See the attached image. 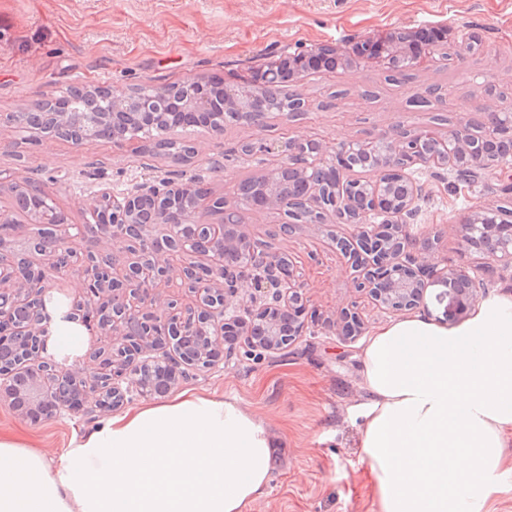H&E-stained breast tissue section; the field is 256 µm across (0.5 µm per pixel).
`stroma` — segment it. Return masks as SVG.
Masks as SVG:
<instances>
[{
  "label": "stroma",
  "instance_id": "stroma-1",
  "mask_svg": "<svg viewBox=\"0 0 512 512\" xmlns=\"http://www.w3.org/2000/svg\"><path fill=\"white\" fill-rule=\"evenodd\" d=\"M431 27L447 28L461 63L424 62L401 83L360 63L298 73L290 89L309 101L307 114L295 120L272 114L262 129L229 123L220 133L182 130L198 150L183 171L164 155L141 152L135 140L122 147L35 141L11 120L44 93L63 94L77 83L124 93L146 83L230 80L298 48L343 49ZM484 83L496 94L481 92ZM430 85L449 90L447 110L414 105V94ZM487 110H512V0H0V176L46 184L71 224L88 223L101 189L121 193L145 179L177 181L211 166L217 169L211 196L233 197L240 182L272 163L267 155L247 161L230 155L245 142L309 137L329 155L341 142L375 141L399 126L443 132L481 121ZM411 175L425 189L411 232L429 238L427 260L474 268L481 255L464 247L459 218L512 202V168H489L470 184L450 170L416 168ZM283 220L265 210L243 213L244 229L260 249L287 256L307 285L311 321L303 336L261 358L235 348L223 367L196 371L181 386L236 397L280 439L270 490L252 512H376V479L362 460L354 418L369 399L358 346L323 323L352 306L370 330L392 316L357 291L331 240L349 235V227L305 224L288 236L279 230ZM107 418L91 398L79 412L37 422L0 401V441L55 457Z\"/></svg>",
  "mask_w": 512,
  "mask_h": 512
}]
</instances>
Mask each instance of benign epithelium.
Here are the masks:
<instances>
[{"instance_id":"obj_1","label":"benign epithelium","mask_w":512,"mask_h":512,"mask_svg":"<svg viewBox=\"0 0 512 512\" xmlns=\"http://www.w3.org/2000/svg\"><path fill=\"white\" fill-rule=\"evenodd\" d=\"M447 42L442 28L420 30L407 40L406 62L414 66L436 55ZM387 40L369 39L353 52L309 49L280 58L263 70L241 78L239 86L257 88L276 76L286 60L297 71L329 68L325 57L339 64L354 58L392 67ZM235 86L192 84L179 103L166 89L136 101L112 99L95 114L93 126L112 127V143L129 142L123 130L125 118L142 124L157 120L167 130L204 126L224 130L227 95ZM65 95L49 94L42 105L51 109L31 126L45 138H53L67 126L71 113L62 107ZM368 146L341 143L322 160L321 144L308 138H284L277 171L297 174L305 187L299 204L305 224H342L352 228L350 237L337 245L351 266L363 271L359 288L384 310L401 311L419 306L428 288L439 285L434 300L463 312L475 304L483 280L474 274L429 263V240L409 233L421 197L420 185L409 176L415 167L454 170L472 176L475 169L490 167L495 156L512 153V119L507 125L488 123L478 131L459 124L444 134L423 128H405L383 137L372 171L376 179L336 201L331 185L348 181L354 162ZM190 180L172 182L149 179L117 197L104 188L89 209L91 223L70 224L43 185L9 182L0 178V195L26 196L30 205L0 206V400L7 399L33 420L51 418L84 405L87 394H96L102 410L119 405L128 394L161 395L170 392L192 369H212L224 364L225 325L236 329L230 345L240 344L253 353H277L288 348L304 331L300 316L308 302L306 285L288 257L250 251L239 257L249 235L242 224H207L199 219L205 199L194 194ZM237 198L252 208L285 213L273 173H262L252 183H241ZM37 224L24 245L13 233L21 227L18 214ZM466 244L484 250L503 271L512 270V213L486 208L461 220ZM163 226L161 236L150 230ZM99 236L127 242L126 255L95 253L78 243ZM36 253L45 263L36 265L28 255ZM76 280L80 291L61 315L52 317L45 288L52 282ZM175 281L189 294L182 304L172 298L154 304L153 290ZM248 291L251 305L239 299ZM72 323L88 334L109 338L108 348L89 357L74 373L58 375L55 337L50 328ZM364 322L356 311L342 312L336 335L354 342ZM171 346L175 357L157 350ZM30 350L27 363L10 360Z\"/></svg>"}]
</instances>
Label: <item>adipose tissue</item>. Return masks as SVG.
Instances as JSON below:
<instances>
[{"mask_svg":"<svg viewBox=\"0 0 512 512\" xmlns=\"http://www.w3.org/2000/svg\"><path fill=\"white\" fill-rule=\"evenodd\" d=\"M358 358L378 512H489L512 443V294L453 326L421 310L388 322ZM279 446L235 398L186 391L113 416L56 458L0 442V512H251Z\"/></svg>","mask_w":512,"mask_h":512,"instance_id":"1","label":"adipose tissue"}]
</instances>
